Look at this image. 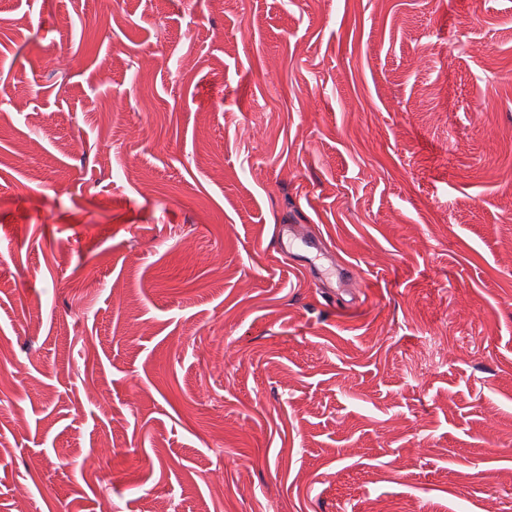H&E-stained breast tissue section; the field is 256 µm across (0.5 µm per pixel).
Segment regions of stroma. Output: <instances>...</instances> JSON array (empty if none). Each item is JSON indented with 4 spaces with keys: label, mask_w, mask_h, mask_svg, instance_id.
I'll list each match as a JSON object with an SVG mask.
<instances>
[{
    "label": "stroma",
    "mask_w": 512,
    "mask_h": 512,
    "mask_svg": "<svg viewBox=\"0 0 512 512\" xmlns=\"http://www.w3.org/2000/svg\"><path fill=\"white\" fill-rule=\"evenodd\" d=\"M0 240V512H512V0H0Z\"/></svg>",
    "instance_id": "35a3bbf8"
}]
</instances>
